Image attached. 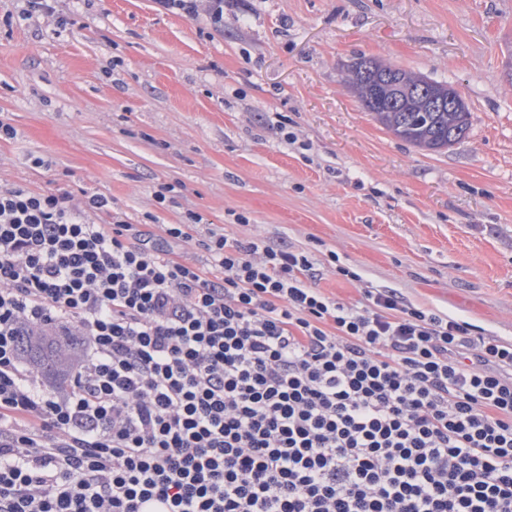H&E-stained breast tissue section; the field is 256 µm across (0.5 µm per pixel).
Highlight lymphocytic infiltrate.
I'll list each match as a JSON object with an SVG mask.
<instances>
[{"instance_id": "lymphocytic-infiltrate-1", "label": "lymphocytic infiltrate", "mask_w": 512, "mask_h": 512, "mask_svg": "<svg viewBox=\"0 0 512 512\" xmlns=\"http://www.w3.org/2000/svg\"><path fill=\"white\" fill-rule=\"evenodd\" d=\"M106 197L0 188V512H512V341L347 305L312 256L209 232L207 267ZM83 353L65 395L30 328ZM65 335H67L65 333ZM57 336L54 330H35L29 333V336H23L21 342V355L38 372L45 375H56L66 379L72 369L76 348L74 341H78L77 336ZM71 342V343H70ZM25 360H22V366L29 370L33 367ZM36 370L34 374L38 376L43 387L55 391L59 395H64L66 387L58 381L48 380L38 375Z\"/></svg>"}]
</instances>
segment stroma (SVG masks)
Instances as JSON below:
<instances>
[{
	"label": "stroma",
	"instance_id": "35a3bbf8",
	"mask_svg": "<svg viewBox=\"0 0 512 512\" xmlns=\"http://www.w3.org/2000/svg\"><path fill=\"white\" fill-rule=\"evenodd\" d=\"M62 5L57 35L0 0L1 184L103 195L160 241L196 212L312 251L338 301L394 288L512 339V0H224L220 32L153 0ZM363 58L454 86L467 136L388 132L347 81Z\"/></svg>",
	"mask_w": 512,
	"mask_h": 512
}]
</instances>
